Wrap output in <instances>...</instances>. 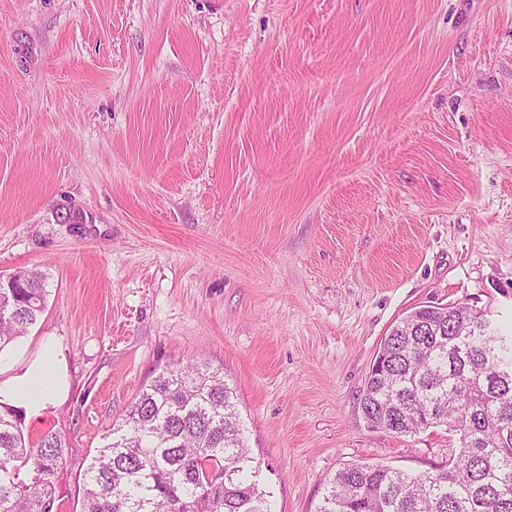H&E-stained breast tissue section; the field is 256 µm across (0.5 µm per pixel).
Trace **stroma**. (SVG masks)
<instances>
[{"instance_id": "stroma-1", "label": "stroma", "mask_w": 512, "mask_h": 512, "mask_svg": "<svg viewBox=\"0 0 512 512\" xmlns=\"http://www.w3.org/2000/svg\"><path fill=\"white\" fill-rule=\"evenodd\" d=\"M47 308L68 390L60 512L164 368L238 395L272 512L352 463L447 466L362 389L423 305L512 329V0H0V275Z\"/></svg>"}]
</instances>
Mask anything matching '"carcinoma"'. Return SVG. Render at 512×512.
Returning <instances> with one entry per match:
<instances>
[{
    "label": "carcinoma",
    "mask_w": 512,
    "mask_h": 512,
    "mask_svg": "<svg viewBox=\"0 0 512 512\" xmlns=\"http://www.w3.org/2000/svg\"><path fill=\"white\" fill-rule=\"evenodd\" d=\"M45 277L0 288V350L37 323ZM363 389L370 424L406 436L456 433L448 468L411 474L352 464L324 484L316 512H512V339L466 306L424 305L385 337ZM80 512H271L244 439L236 391L202 363L166 368L104 436ZM65 439L25 438L0 411V512H49ZM26 467L29 481L15 480Z\"/></svg>",
    "instance_id": "1"
}]
</instances>
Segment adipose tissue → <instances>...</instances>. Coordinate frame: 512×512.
<instances>
[{
	"mask_svg": "<svg viewBox=\"0 0 512 512\" xmlns=\"http://www.w3.org/2000/svg\"><path fill=\"white\" fill-rule=\"evenodd\" d=\"M64 387L62 362L54 347L26 364L0 358V404L23 408L39 417Z\"/></svg>",
	"mask_w": 512,
	"mask_h": 512,
	"instance_id": "obj_1",
	"label": "adipose tissue"
}]
</instances>
